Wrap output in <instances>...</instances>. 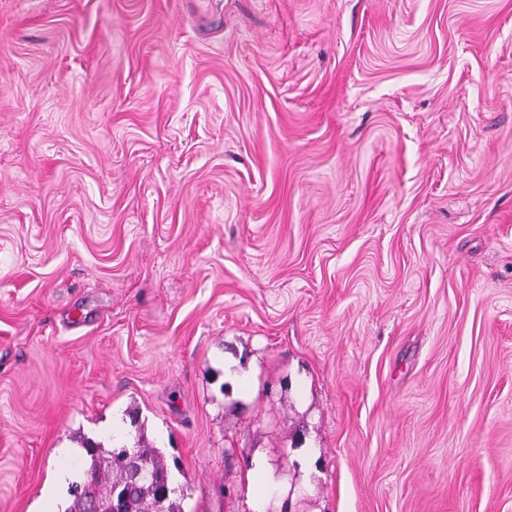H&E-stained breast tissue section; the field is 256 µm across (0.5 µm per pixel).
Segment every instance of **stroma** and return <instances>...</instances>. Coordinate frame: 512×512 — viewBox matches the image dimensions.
I'll return each mask as SVG.
<instances>
[{
	"instance_id": "obj_1",
	"label": "stroma",
	"mask_w": 512,
	"mask_h": 512,
	"mask_svg": "<svg viewBox=\"0 0 512 512\" xmlns=\"http://www.w3.org/2000/svg\"><path fill=\"white\" fill-rule=\"evenodd\" d=\"M118 430L183 512H512V0H0V512ZM248 479L255 483L254 499L258 509L256 512H265L261 509H265L269 493L276 483L272 471L263 460L256 458L248 470Z\"/></svg>"
}]
</instances>
